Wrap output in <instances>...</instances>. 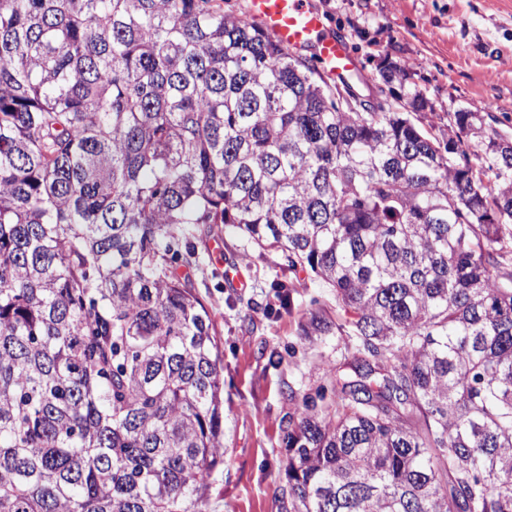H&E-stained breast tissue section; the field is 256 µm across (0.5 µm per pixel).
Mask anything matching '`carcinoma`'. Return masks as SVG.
Instances as JSON below:
<instances>
[{
  "label": "carcinoma",
  "instance_id": "cac0c4a2",
  "mask_svg": "<svg viewBox=\"0 0 512 512\" xmlns=\"http://www.w3.org/2000/svg\"><path fill=\"white\" fill-rule=\"evenodd\" d=\"M350 106L223 0H0V512H204L232 225L336 299L281 512H512V141Z\"/></svg>",
  "mask_w": 512,
  "mask_h": 512
}]
</instances>
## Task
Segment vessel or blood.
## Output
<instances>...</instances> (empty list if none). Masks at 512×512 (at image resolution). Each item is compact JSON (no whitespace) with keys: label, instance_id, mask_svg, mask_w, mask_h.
I'll return each mask as SVG.
<instances>
[{"label":"vessel or blood","instance_id":"1","mask_svg":"<svg viewBox=\"0 0 512 512\" xmlns=\"http://www.w3.org/2000/svg\"><path fill=\"white\" fill-rule=\"evenodd\" d=\"M250 17L282 47L314 49L329 75L342 78L355 67L347 43L327 32L322 15L309 0H250Z\"/></svg>","mask_w":512,"mask_h":512}]
</instances>
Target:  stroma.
Listing matches in <instances>:
<instances>
[{"label": "stroma", "instance_id": "1", "mask_svg": "<svg viewBox=\"0 0 512 512\" xmlns=\"http://www.w3.org/2000/svg\"><path fill=\"white\" fill-rule=\"evenodd\" d=\"M327 28L356 59L348 78L358 94L384 89L382 60L411 67L409 84L432 103L444 127L466 107L495 117L512 137V0H315ZM193 271L209 306L224 364V465L210 479L206 512H280L288 449L284 435L296 405L290 392L329 389L327 370L351 367L332 336L300 330L313 304L335 311L328 288L307 271L289 272L282 253L259 249L233 227L200 249ZM241 270L242 288L226 275ZM291 304H284L283 294Z\"/></svg>", "mask_w": 512, "mask_h": 512}]
</instances>
